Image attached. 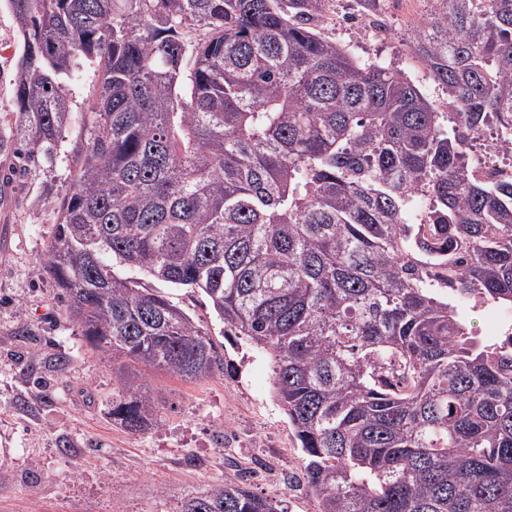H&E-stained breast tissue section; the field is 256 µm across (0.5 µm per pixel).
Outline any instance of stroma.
Returning a JSON list of instances; mask_svg holds the SVG:
<instances>
[{
  "instance_id": "1",
  "label": "stroma",
  "mask_w": 512,
  "mask_h": 512,
  "mask_svg": "<svg viewBox=\"0 0 512 512\" xmlns=\"http://www.w3.org/2000/svg\"><path fill=\"white\" fill-rule=\"evenodd\" d=\"M355 9L353 0H326L318 31L359 61L401 69L436 111H447V88L407 45L410 28L431 12L430 0H382L379 27L365 37L351 19ZM16 43L11 17L0 8V113L11 104ZM96 83L87 62L68 80L72 119L53 166L11 178L14 159L0 154V512H180L187 494L223 482L232 468L251 476L254 492L277 497L282 512H315L268 356L225 337L201 292L144 281L208 327L234 374L194 382L151 376L157 423L132 433L108 418L112 362L89 350L61 311L58 288L39 270L54 233V203L69 188L72 150L89 136L84 103ZM57 356L65 360L59 372L49 365ZM228 437L239 444L231 462ZM259 455L291 476L288 489L254 477Z\"/></svg>"
}]
</instances>
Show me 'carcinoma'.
<instances>
[{"label": "carcinoma", "mask_w": 512, "mask_h": 512, "mask_svg": "<svg viewBox=\"0 0 512 512\" xmlns=\"http://www.w3.org/2000/svg\"><path fill=\"white\" fill-rule=\"evenodd\" d=\"M3 2L17 172L54 160L66 78L96 66L41 269L112 357V420L153 424L152 372L224 370L125 265L203 292L269 356L317 512H512V325L469 317L512 310V179L469 166L488 130L512 146V0H433L408 33L448 113L317 33L324 0ZM181 512L281 510L226 479Z\"/></svg>", "instance_id": "obj_1"}]
</instances>
